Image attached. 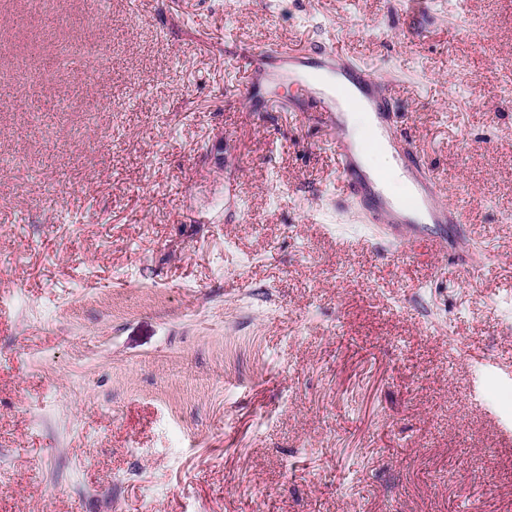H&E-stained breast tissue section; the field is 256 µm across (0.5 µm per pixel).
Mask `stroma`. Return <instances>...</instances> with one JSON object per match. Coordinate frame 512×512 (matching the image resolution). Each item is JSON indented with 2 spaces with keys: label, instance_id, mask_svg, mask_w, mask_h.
Returning a JSON list of instances; mask_svg holds the SVG:
<instances>
[{
  "label": "stroma",
  "instance_id": "1",
  "mask_svg": "<svg viewBox=\"0 0 512 512\" xmlns=\"http://www.w3.org/2000/svg\"><path fill=\"white\" fill-rule=\"evenodd\" d=\"M391 81L480 280L391 251L309 92ZM0 512H512V0H0Z\"/></svg>",
  "mask_w": 512,
  "mask_h": 512
}]
</instances>
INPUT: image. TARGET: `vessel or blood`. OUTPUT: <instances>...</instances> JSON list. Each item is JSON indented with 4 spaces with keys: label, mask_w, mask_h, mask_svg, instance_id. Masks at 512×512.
Segmentation results:
<instances>
[{
    "label": "vessel or blood",
    "mask_w": 512,
    "mask_h": 512,
    "mask_svg": "<svg viewBox=\"0 0 512 512\" xmlns=\"http://www.w3.org/2000/svg\"><path fill=\"white\" fill-rule=\"evenodd\" d=\"M243 60L256 81L312 85L313 117L336 133L333 147L343 191L360 206L368 223L382 225L396 253L404 254L426 243L432 244L435 251H443L442 242L427 240L423 225L413 221V214L425 213L432 224H459L463 212L456 206L440 203L436 175L414 142L399 128L396 114L390 108V83L354 67L343 51L327 42L301 50L282 46L248 52ZM354 110L369 115L373 144L389 152L392 165L407 183L404 197L388 199L380 176L362 169L357 148L345 129L344 115ZM451 249L469 274L476 278L482 275L484 262L470 251L466 238H459Z\"/></svg>",
    "instance_id": "vessel-or-blood-1"
}]
</instances>
